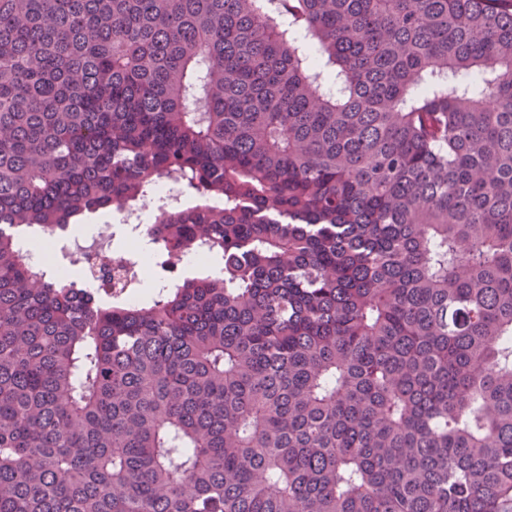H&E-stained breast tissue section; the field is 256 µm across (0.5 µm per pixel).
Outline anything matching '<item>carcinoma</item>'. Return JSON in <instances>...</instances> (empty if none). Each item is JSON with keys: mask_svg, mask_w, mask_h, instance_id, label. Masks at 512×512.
Returning <instances> with one entry per match:
<instances>
[{"mask_svg": "<svg viewBox=\"0 0 512 512\" xmlns=\"http://www.w3.org/2000/svg\"><path fill=\"white\" fill-rule=\"evenodd\" d=\"M0 512H512V0H0ZM181 202V196L177 184L174 181H167L161 189L159 200L153 199L152 206L148 201L139 205H122L112 209V223L98 224L93 236L92 244L86 245L76 239H63L57 235H48L47 243L38 251L41 258L38 261L33 259L32 251H23L27 256V261L32 270L43 277L52 276L54 272L65 271L76 267L79 268L83 280L92 289L94 294L100 291L106 292V284L101 278V274L93 273L89 270L91 262L96 260L108 261L113 267H119L131 280L132 285H136L144 280L146 269H151L153 278L160 283V288H166L173 276H168L165 272H170L168 268L174 267L177 270V260L170 257L166 258L160 249L156 248L147 268L139 259V246L134 248V244L139 242L148 243L147 225L145 215L148 211H153L158 204L165 206H178ZM117 238H125L126 245L123 250L110 249L111 243ZM155 253L158 255V262L155 263ZM88 260L90 263H88ZM156 264V266H155ZM154 282L146 278L144 288L150 290L151 294L156 290Z\"/></svg>", "mask_w": 512, "mask_h": 512, "instance_id": "carcinoma-1", "label": "carcinoma"}]
</instances>
